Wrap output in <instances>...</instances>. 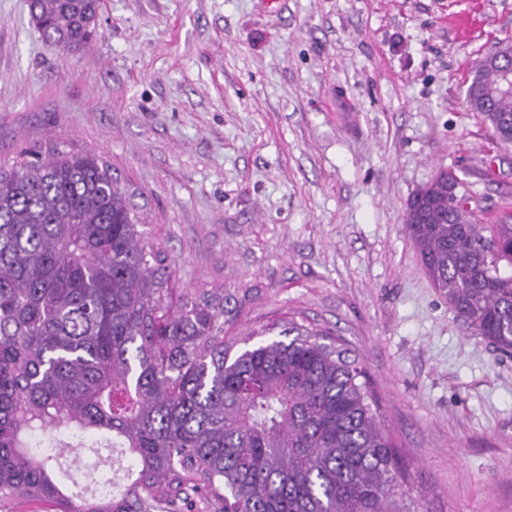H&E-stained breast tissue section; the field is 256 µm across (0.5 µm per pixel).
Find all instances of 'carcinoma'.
<instances>
[{
	"instance_id": "obj_1",
	"label": "carcinoma",
	"mask_w": 512,
	"mask_h": 512,
	"mask_svg": "<svg viewBox=\"0 0 512 512\" xmlns=\"http://www.w3.org/2000/svg\"><path fill=\"white\" fill-rule=\"evenodd\" d=\"M101 0H29L50 46L75 53ZM506 45L474 65L467 98L512 145ZM439 171L405 224L421 264L471 330L512 351V224L448 204ZM110 165L91 154L20 155L0 167V502L76 512L52 461L101 435L130 483L82 512H408L395 448L362 371L294 321L235 356L224 299L174 300Z\"/></svg>"
}]
</instances>
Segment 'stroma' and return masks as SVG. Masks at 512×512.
<instances>
[{
    "label": "stroma",
    "mask_w": 512,
    "mask_h": 512,
    "mask_svg": "<svg viewBox=\"0 0 512 512\" xmlns=\"http://www.w3.org/2000/svg\"><path fill=\"white\" fill-rule=\"evenodd\" d=\"M505 42L512 0H101L73 55L0 0V166L106 160L177 288L224 297L225 339L293 320L348 351L409 512H512V355L471 335L403 221L445 168L478 222L512 220V145L465 96Z\"/></svg>",
    "instance_id": "1"
}]
</instances>
